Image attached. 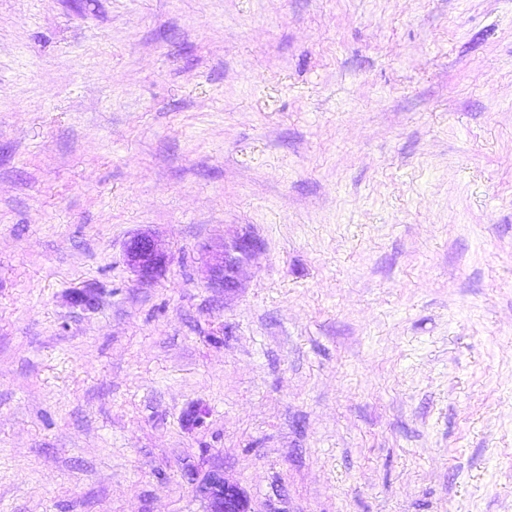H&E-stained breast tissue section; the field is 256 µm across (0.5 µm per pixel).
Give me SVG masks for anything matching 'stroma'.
<instances>
[{"instance_id":"1","label":"stroma","mask_w":512,"mask_h":512,"mask_svg":"<svg viewBox=\"0 0 512 512\" xmlns=\"http://www.w3.org/2000/svg\"><path fill=\"white\" fill-rule=\"evenodd\" d=\"M214 472L512 512V0H0V512ZM125 257L140 282L154 280L168 263V256L157 238L147 232H137L126 241ZM261 245L249 234H237L230 240L224 238L223 251L209 267L210 279L225 289L236 288L237 274L242 262L255 254Z\"/></svg>"}]
</instances>
